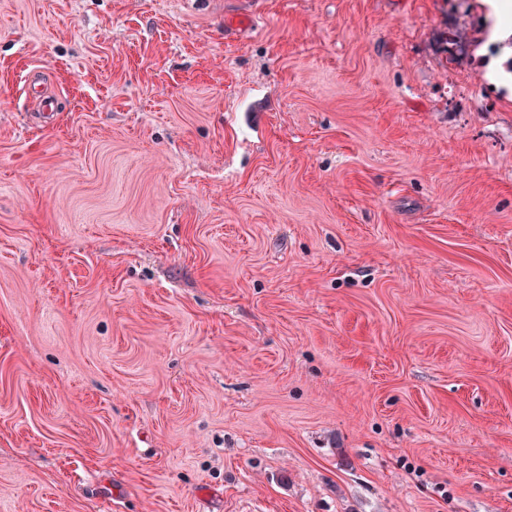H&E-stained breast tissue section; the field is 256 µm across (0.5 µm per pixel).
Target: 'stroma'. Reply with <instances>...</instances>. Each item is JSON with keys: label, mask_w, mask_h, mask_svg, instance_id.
Returning <instances> with one entry per match:
<instances>
[{"label": "stroma", "mask_w": 512, "mask_h": 512, "mask_svg": "<svg viewBox=\"0 0 512 512\" xmlns=\"http://www.w3.org/2000/svg\"><path fill=\"white\" fill-rule=\"evenodd\" d=\"M262 2L0 0V512H512V52Z\"/></svg>", "instance_id": "stroma-1"}]
</instances>
